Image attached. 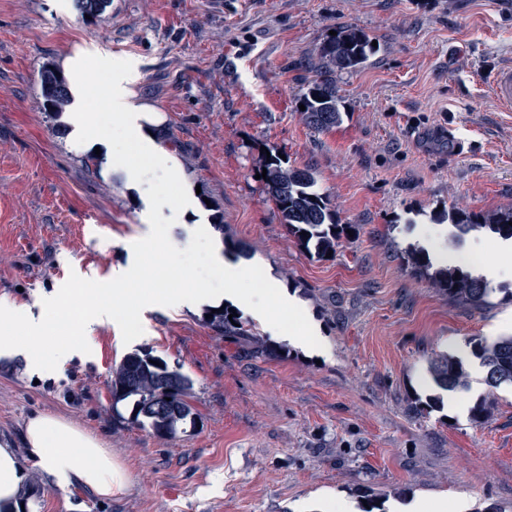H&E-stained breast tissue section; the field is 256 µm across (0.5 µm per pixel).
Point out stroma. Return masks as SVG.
<instances>
[{"mask_svg": "<svg viewBox=\"0 0 512 512\" xmlns=\"http://www.w3.org/2000/svg\"><path fill=\"white\" fill-rule=\"evenodd\" d=\"M342 24L366 29L379 50L337 74L346 118L319 133L297 100L309 58ZM75 58L85 107L106 126L96 92L107 71L141 73L139 100L161 117L158 139L174 140L191 194L190 210H161L172 244L186 248L209 226L208 195L227 258L294 295L330 353L291 345L268 358L216 335L203 308L150 305L140 337L127 344L117 324L95 327L94 348L61 375L37 381L22 361L0 360V439L19 458L22 425L42 411L101 436L128 474L103 501L26 461V512H337L367 489L389 505L445 498L462 512H512V385L491 391L470 377L468 404L490 406L479 424L410 410L412 394L437 391L435 359L474 336H512L497 326L512 314V277L475 308L406 262L423 247L502 257L501 240L474 232L456 243L441 218L512 207V112L490 91L493 72L512 64V0H112L96 20L73 0H0V300L34 305L73 272L113 279L150 231L145 186H130L119 164L91 177L84 140L48 128L41 68ZM266 145L314 168L338 222L358 225L334 256H309L279 224L256 178ZM138 349L190 379L195 427L164 440L114 424L112 371Z\"/></svg>", "mask_w": 512, "mask_h": 512, "instance_id": "stroma-1", "label": "stroma"}]
</instances>
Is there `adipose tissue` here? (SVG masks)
Here are the masks:
<instances>
[{
    "label": "adipose tissue",
    "instance_id": "ef3b65f1",
    "mask_svg": "<svg viewBox=\"0 0 512 512\" xmlns=\"http://www.w3.org/2000/svg\"><path fill=\"white\" fill-rule=\"evenodd\" d=\"M138 73L128 67H115L100 87L104 111L111 113L112 130H105L82 105V82L74 84L73 122L87 142L111 141L109 162L123 161L122 148L134 144L140 156L160 169H175L174 159L155 141L151 132L158 118L147 106L137 103ZM68 295L58 288L48 294L40 312L0 302V359L22 358L29 375L45 376L47 369L63 372L66 363L86 348V337L67 330L51 310ZM27 459H20L8 442L0 441V512H21L20 492L24 463L41 467L57 485H76L100 497L122 491L127 473L112 451L96 434L75 422L43 412L32 413L23 427Z\"/></svg>",
    "mask_w": 512,
    "mask_h": 512
}]
</instances>
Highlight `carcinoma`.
Here are the masks:
<instances>
[{
  "label": "carcinoma",
  "mask_w": 512,
  "mask_h": 512,
  "mask_svg": "<svg viewBox=\"0 0 512 512\" xmlns=\"http://www.w3.org/2000/svg\"><path fill=\"white\" fill-rule=\"evenodd\" d=\"M112 0H74L80 15L100 18ZM372 37L366 30L354 25H340L336 34L324 39L314 66L315 78L302 89L298 102L306 125L317 132L333 129L343 123L341 96L336 87V73L363 67L376 53ZM42 108L51 120L50 129L57 137H65L67 125L61 121L73 97L69 84L60 69L48 62L42 66L40 76ZM270 156H262L261 167L267 171L261 180L262 191L274 205L279 222L297 244L307 253L319 258L336 250L344 228L336 219L326 195L315 189V172L310 168H296L280 158L282 152L272 146ZM452 226V236L464 239L473 231H483L504 240H512V208L490 214L464 212L451 209L446 215ZM306 235H300V232ZM412 273L428 280L448 299L471 306L485 307L494 289L480 276L461 267L434 266L429 253L420 248L408 259ZM206 325L219 336L245 338L251 329L241 315L231 316L229 306L218 307ZM471 354L484 369L482 381L486 387L496 389L512 384V336L502 337L489 344L480 338L468 340ZM158 364H153V361ZM430 373L434 385L443 391H454L468 384L464 360L445 355L432 364ZM112 412L118 419L125 416L119 405H131V423L149 426L161 439L174 437L180 426L195 425L197 413L189 400L188 380L177 371L168 370L163 360L146 349L127 354L112 370Z\"/></svg>",
  "instance_id": "obj_1"
}]
</instances>
